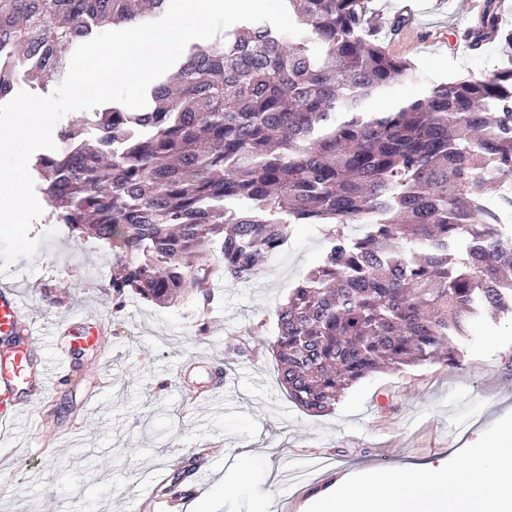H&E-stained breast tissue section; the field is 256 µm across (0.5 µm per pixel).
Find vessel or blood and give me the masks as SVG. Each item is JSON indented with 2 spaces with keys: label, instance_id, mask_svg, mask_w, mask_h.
<instances>
[{
  "label": "vessel or blood",
  "instance_id": "b4317fda",
  "mask_svg": "<svg viewBox=\"0 0 512 512\" xmlns=\"http://www.w3.org/2000/svg\"><path fill=\"white\" fill-rule=\"evenodd\" d=\"M56 353L59 364L54 371H31L29 353L41 333L35 321L25 317L20 296L8 281H0V436H6L15 419L23 413H36L37 402L47 399L54 387L64 384L71 372L72 359L87 346L96 344V333L89 317L74 315L58 321ZM27 385L30 400L18 398V385ZM191 491L175 488L149 500V512H185Z\"/></svg>",
  "mask_w": 512,
  "mask_h": 512
}]
</instances>
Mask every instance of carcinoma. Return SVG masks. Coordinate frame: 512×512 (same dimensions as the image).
Returning <instances> with one entry per match:
<instances>
[{"label":"carcinoma","instance_id":"cac0c4a2","mask_svg":"<svg viewBox=\"0 0 512 512\" xmlns=\"http://www.w3.org/2000/svg\"><path fill=\"white\" fill-rule=\"evenodd\" d=\"M168 4L0 0V57L35 59L24 83L45 91L79 44ZM285 4L303 35L240 22L198 40L146 107L94 110L98 138L70 123L33 169L55 223L111 254L112 289L158 305L207 295L216 262L249 281L293 225H330L271 346L288 397L323 413L371 373L457 362L483 313L512 317V261L476 192L512 183V32L500 36L498 0H484L470 38H502L500 69L370 112L411 64L371 39L368 0ZM17 84L0 69V102ZM350 224L364 234L345 235ZM462 236L473 248L459 259Z\"/></svg>","mask_w":512,"mask_h":512}]
</instances>
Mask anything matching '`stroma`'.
<instances>
[{"instance_id":"35a3bbf8","label":"stroma","mask_w":512,"mask_h":512,"mask_svg":"<svg viewBox=\"0 0 512 512\" xmlns=\"http://www.w3.org/2000/svg\"><path fill=\"white\" fill-rule=\"evenodd\" d=\"M464 0H370L368 23L390 54L410 61V79L369 111L388 112L453 78L492 74L501 44L460 50L475 16ZM41 245L19 259L18 279L28 318L47 325L87 311L109 322L112 385L100 389L94 348L80 351L73 376L41 403V428L17 422L0 441V512H125L130 498L154 488L148 475L174 468L180 456L211 439L223 442L210 473L186 512H295L335 477L371 466L423 465L452 458L512 412V321L483 318L458 341L460 363H423L377 372L348 389L321 415L299 410L278 382L270 345L278 307L317 265L324 234L317 224L294 225L287 246L269 257L261 278L233 283L214 275L209 300L161 307L136 295L112 294V262L90 239L55 227L49 214L33 222ZM206 364L182 376L184 361ZM234 368L223 395L183 407L182 385L208 390L216 369ZM81 422L77 443L62 433ZM38 442L45 453L20 455ZM256 455L254 475L238 477L242 449Z\"/></svg>"}]
</instances>
